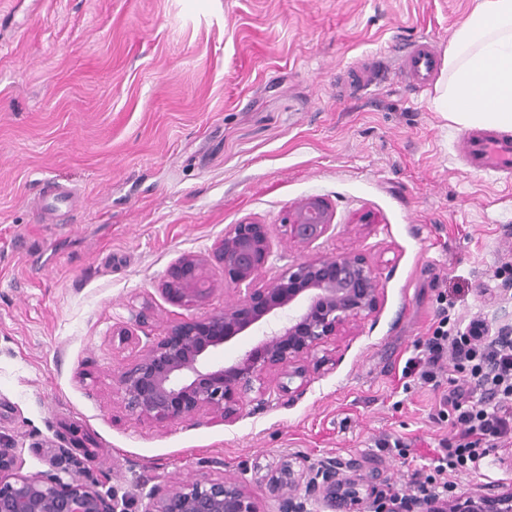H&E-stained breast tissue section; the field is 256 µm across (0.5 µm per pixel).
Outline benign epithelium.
Listing matches in <instances>:
<instances>
[{
	"label": "benign epithelium",
	"mask_w": 512,
	"mask_h": 512,
	"mask_svg": "<svg viewBox=\"0 0 512 512\" xmlns=\"http://www.w3.org/2000/svg\"><path fill=\"white\" fill-rule=\"evenodd\" d=\"M332 212L321 198L301 200L288 213L290 235L309 244L331 226ZM271 257L267 224H230L214 253L224 283L238 297L224 308L143 345L133 364L112 375L128 411L138 420L172 422L200 412L231 422L245 395L268 371L288 382L307 383L305 362L327 337L371 313L378 305L380 280L352 254L322 255L288 267L263 281ZM208 259L186 256L164 283L178 302H202L212 292ZM257 343L227 365L214 359L224 345L252 331ZM68 454L54 450L51 469L34 475L16 472L14 448L0 443V512H132L134 493L104 496L98 486L77 479L60 465ZM264 479L280 502V512H393L391 500L373 477L345 472L333 460L295 463L290 458L267 468ZM358 485L372 487L369 506L355 496ZM143 512H263L260 502L235 478L203 475L146 494ZM420 512H512V490L490 499L482 494L420 503Z\"/></svg>",
	"instance_id": "benign-epithelium-1"
}]
</instances>
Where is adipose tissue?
<instances>
[{
	"mask_svg": "<svg viewBox=\"0 0 512 512\" xmlns=\"http://www.w3.org/2000/svg\"><path fill=\"white\" fill-rule=\"evenodd\" d=\"M435 90L451 123L512 128V0H478L448 43Z\"/></svg>",
	"mask_w": 512,
	"mask_h": 512,
	"instance_id": "1",
	"label": "adipose tissue"
}]
</instances>
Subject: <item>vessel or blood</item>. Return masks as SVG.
Segmentation results:
<instances>
[{"label": "vessel or blood", "mask_w": 512, "mask_h": 512, "mask_svg": "<svg viewBox=\"0 0 512 512\" xmlns=\"http://www.w3.org/2000/svg\"><path fill=\"white\" fill-rule=\"evenodd\" d=\"M439 66V57L432 43L420 41L411 45L402 56L399 70L414 87L426 88ZM458 154L469 172L491 181L512 180V135L505 131L469 130L459 139ZM71 197L69 188L44 183L40 198L44 207L56 208Z\"/></svg>", "instance_id": "1"}]
</instances>
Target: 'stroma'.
<instances>
[{
  "label": "stroma",
  "instance_id": "35a3bbf8",
  "mask_svg": "<svg viewBox=\"0 0 512 512\" xmlns=\"http://www.w3.org/2000/svg\"><path fill=\"white\" fill-rule=\"evenodd\" d=\"M476 0H0V440L17 469L108 474L99 490L244 480L276 512L256 465L333 459L407 492L449 433L448 382L407 371L447 301L457 327L512 325V188L470 173L461 130L398 74L424 39L446 51ZM75 188L45 214L43 180ZM319 197L332 225L291 239ZM270 227L272 279L353 254L381 281L377 309L314 352L303 394L278 372L231 422L136 420L112 373L138 343L235 297L178 303L179 258L211 259L230 224ZM141 315L138 343L113 328ZM455 494L512 488V444L453 476ZM332 212L321 198L301 200L288 213L287 226L290 235L299 243L309 244L320 239L331 226Z\"/></svg>",
  "mask_w": 512,
  "mask_h": 512
}]
</instances>
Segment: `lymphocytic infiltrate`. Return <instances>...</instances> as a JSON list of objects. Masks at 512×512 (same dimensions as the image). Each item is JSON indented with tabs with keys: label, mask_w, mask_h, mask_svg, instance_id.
Here are the masks:
<instances>
[{
	"label": "lymphocytic infiltrate",
	"mask_w": 512,
	"mask_h": 512,
	"mask_svg": "<svg viewBox=\"0 0 512 512\" xmlns=\"http://www.w3.org/2000/svg\"><path fill=\"white\" fill-rule=\"evenodd\" d=\"M449 361L465 377L439 399L440 410L451 419V435L437 451L433 473L414 483V494L425 498L447 492L448 472L512 441V328L491 334L475 320L459 334L440 320L409 367L424 382L435 383Z\"/></svg>",
	"instance_id": "1"
}]
</instances>
